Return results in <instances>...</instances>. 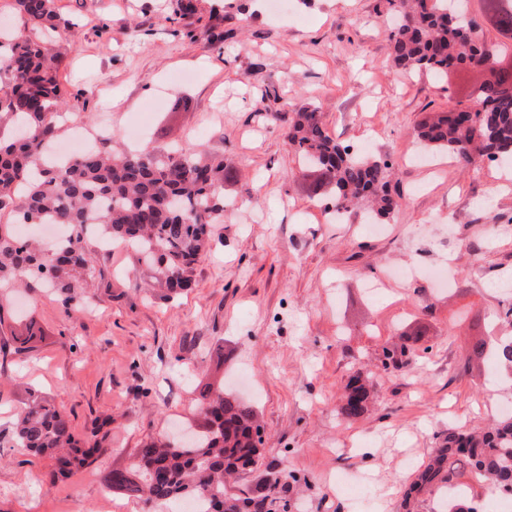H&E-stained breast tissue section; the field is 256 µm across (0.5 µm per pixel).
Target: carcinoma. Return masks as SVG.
I'll return each mask as SVG.
<instances>
[{"instance_id":"obj_1","label":"carcinoma","mask_w":512,"mask_h":512,"mask_svg":"<svg viewBox=\"0 0 512 512\" xmlns=\"http://www.w3.org/2000/svg\"><path fill=\"white\" fill-rule=\"evenodd\" d=\"M502 0H485V23L512 38V10ZM395 18L388 32L393 64L406 72L446 76L475 67H507V84L478 91L481 110L457 101L427 113L417 124L419 149L446 154L468 166L474 157L512 165V59H499L503 46L480 37L468 17L467 0H386ZM12 7L33 30L59 26L76 35L75 24L62 20L56 0H12ZM197 12V0H172L169 21ZM61 59L39 39L0 27V75L12 91L0 95V284L19 277L55 288L73 313L77 289L92 277L91 258L79 232L88 226L134 247L153 267L155 282L171 293L190 285L197 258L210 246L212 227L224 223V160L181 146L169 154L148 148L114 154L100 145L56 165L45 150L64 120L57 80ZM288 146L314 173L309 188L328 194L336 212L364 205L376 216L390 217L397 207L390 191L393 164L350 150L324 129L320 107L302 106L288 115ZM16 224H62L76 235L51 254L33 242L22 243ZM40 333L28 328L13 336L14 350L36 348ZM372 400L360 374L347 384L343 417L354 421ZM205 432L179 448L152 441L138 449L125 472L113 470L106 486L147 502L167 504L188 498L198 512H290V492L297 478L262 466L261 426L254 410L222 391L203 395L200 410ZM14 441L52 459V479L69 477L93 462L98 442L78 440L70 419L42 395L31 391L12 427ZM255 484L237 488L227 478L245 471ZM467 470L488 488L512 490V413L481 431L451 430L405 494V512L419 496L448 488V512H477L473 500L457 494L459 471Z\"/></svg>"}]
</instances>
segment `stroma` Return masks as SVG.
Wrapping results in <instances>:
<instances>
[{
	"label": "stroma",
	"mask_w": 512,
	"mask_h": 512,
	"mask_svg": "<svg viewBox=\"0 0 512 512\" xmlns=\"http://www.w3.org/2000/svg\"><path fill=\"white\" fill-rule=\"evenodd\" d=\"M78 34L53 39L68 136L109 123L112 148L192 144L223 156L234 199L215 225L191 285L168 297L139 255L85 245L94 286L66 315L39 282L0 288V343L29 323L42 342L0 352V512H172L102 477L123 470L152 440L180 443L201 430L205 386L250 405L264 426L266 458L301 479L296 512H355L368 485L373 512H404L405 493L449 429L484 425L512 405V375L498 345L512 326V177L499 163L415 161L424 113L465 100L483 70L448 78L395 68L385 0H199L169 22L170 0H57ZM224 48H207L211 26ZM320 104L329 136L395 163L400 207L381 234L362 212L331 221L332 204L308 195L300 157L272 113ZM450 266L451 284L391 278L395 267ZM382 285L370 295L367 282ZM422 329L401 361H386L404 332ZM487 353L468 358L474 341ZM372 375L374 401L357 421L340 413L348 380ZM97 438V461L51 479L48 456L10 436L24 387Z\"/></svg>",
	"instance_id": "35a3bbf8"
}]
</instances>
